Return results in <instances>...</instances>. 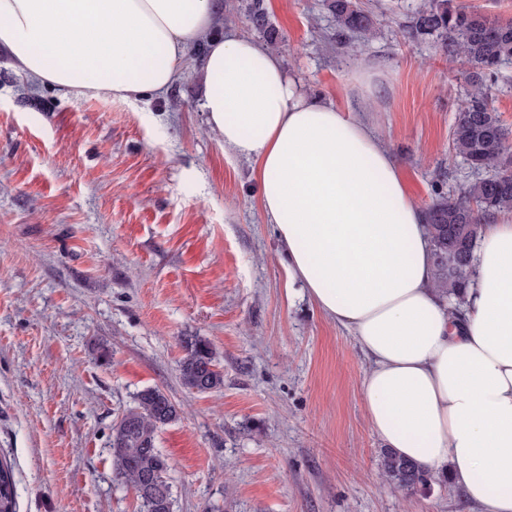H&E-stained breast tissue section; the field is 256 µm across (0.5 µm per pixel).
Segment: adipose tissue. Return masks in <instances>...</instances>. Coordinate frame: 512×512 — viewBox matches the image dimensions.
<instances>
[{"label": "adipose tissue", "mask_w": 512, "mask_h": 512, "mask_svg": "<svg viewBox=\"0 0 512 512\" xmlns=\"http://www.w3.org/2000/svg\"><path fill=\"white\" fill-rule=\"evenodd\" d=\"M222 0H0V52L31 83L136 101L204 44L207 123L253 165L292 280L368 367L371 431L450 474L476 512H512V219L482 224L460 306L433 284L425 211L349 104L306 94L277 53L228 28Z\"/></svg>", "instance_id": "ef3b65f1"}]
</instances>
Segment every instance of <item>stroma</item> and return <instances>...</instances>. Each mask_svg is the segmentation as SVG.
Segmentation results:
<instances>
[{"mask_svg":"<svg viewBox=\"0 0 512 512\" xmlns=\"http://www.w3.org/2000/svg\"><path fill=\"white\" fill-rule=\"evenodd\" d=\"M417 2L363 0L375 35L354 55L337 50L326 0L267 8L286 73L351 102L425 207L476 175L450 149L470 69L409 37ZM195 73L144 101L75 98L29 88L0 53V459L17 512H139L109 439L148 387L180 412L157 441L173 512H471L445 475L414 494L383 478L367 360L291 281ZM188 336L216 348L221 389L182 384Z\"/></svg>","mask_w":512,"mask_h":512,"instance_id":"stroma-1","label":"stroma"}]
</instances>
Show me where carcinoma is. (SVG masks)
<instances>
[{
    "mask_svg": "<svg viewBox=\"0 0 512 512\" xmlns=\"http://www.w3.org/2000/svg\"><path fill=\"white\" fill-rule=\"evenodd\" d=\"M342 48L355 52L357 36L365 43L374 35L373 15L359 0H328ZM244 11L251 24L278 43L265 0H246ZM413 39H432L448 57L472 67L469 89L452 131V150L475 171L487 175L456 195L438 193L426 208V230L434 265V286L459 305L473 278V253L481 218L512 212V158L507 143L512 132L490 106L492 85L503 66L512 63V20L493 19L470 11L453 0H420L408 25ZM180 361L182 383L190 390L209 393L224 385L217 351L199 336L184 339ZM179 418L173 401L159 388L141 390L134 406L112 424L113 480L134 489L141 512H172L173 493L169 458L157 448L159 432ZM387 481L415 493L429 487L431 472L420 465L382 451ZM0 512H17L12 468L0 462Z\"/></svg>",
    "mask_w": 512,
    "mask_h": 512,
    "instance_id": "carcinoma-1",
    "label": "carcinoma"
}]
</instances>
